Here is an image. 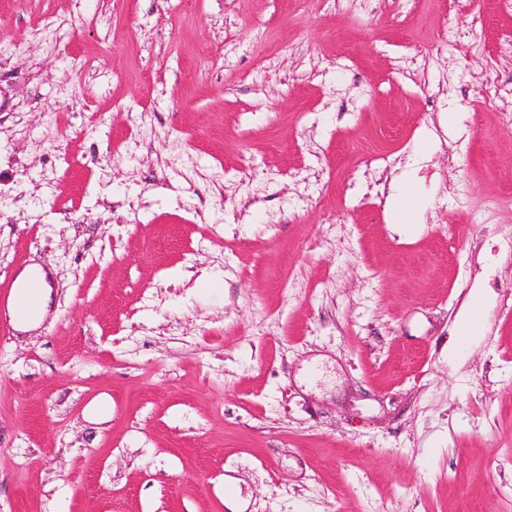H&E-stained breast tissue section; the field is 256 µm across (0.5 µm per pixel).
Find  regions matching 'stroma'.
Returning <instances> with one entry per match:
<instances>
[{"instance_id": "35a3bbf8", "label": "stroma", "mask_w": 512, "mask_h": 512, "mask_svg": "<svg viewBox=\"0 0 512 512\" xmlns=\"http://www.w3.org/2000/svg\"><path fill=\"white\" fill-rule=\"evenodd\" d=\"M508 39L504 0H0V291L51 288L0 308V512H512ZM414 169L391 192L387 198L385 219L387 224H421L426 208V197ZM32 279H38L44 284V288H40V285L36 281H31L25 287L27 288L25 293V302L30 306L34 305L37 301V291L35 288L41 289L40 300L36 309L32 312H21L16 305H13V303L8 307V310L13 316L15 328L21 331H26L41 321L49 299L50 288L46 282V273L43 272L41 268H27L20 274L17 282L23 284ZM471 303V314L464 317L458 326L459 333L462 336H474L481 332L478 311L483 304V295L481 293H475Z\"/></svg>"}]
</instances>
